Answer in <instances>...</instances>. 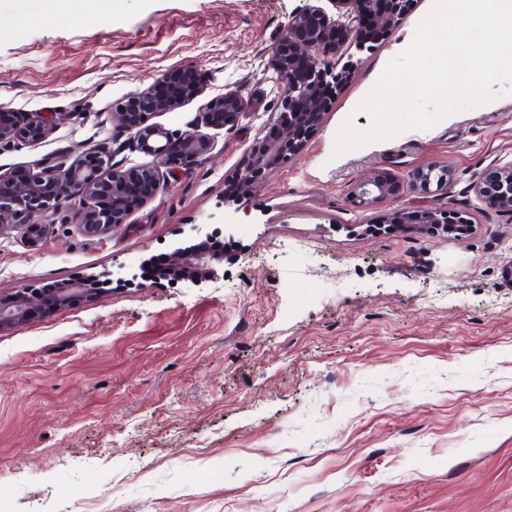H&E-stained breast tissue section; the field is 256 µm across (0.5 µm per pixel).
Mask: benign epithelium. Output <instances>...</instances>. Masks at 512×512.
<instances>
[{"label": "benign epithelium", "instance_id": "7a95c632", "mask_svg": "<svg viewBox=\"0 0 512 512\" xmlns=\"http://www.w3.org/2000/svg\"><path fill=\"white\" fill-rule=\"evenodd\" d=\"M337 7L329 14L319 6L290 17L281 45L267 62V70L280 92L273 100L274 114L295 116L278 139L259 129L242 173L258 177L277 163L296 155L305 139L299 125L313 123L327 112L324 90L341 87L349 71L338 68L336 59L351 48H362L371 42L365 21L372 18L380 31L379 40L387 39L407 13L409 0H331ZM202 94V84L190 67L172 70L158 78L146 90L131 92L120 104L114 117L129 133L127 142L115 149L104 146L78 156L65 164L54 158L43 160L38 174L22 180L0 176V228L16 226L23 230L32 250L40 249L46 238L48 216L56 206L66 203L73 210L82 232L96 236L126 222L132 209H118L114 203L123 201L131 191L146 185L148 191L135 202L140 207L176 180L177 172L186 169L197 157L208 153L211 139L195 130L172 131L149 122L154 112H172L188 100ZM251 100L229 89L205 101L199 112L200 125L214 129H231L250 112ZM57 113L40 112L22 123L17 114L0 111V146L46 138L56 124ZM138 151L154 158V164L143 166L125 160L114 161L124 150ZM413 180L427 192L435 186L451 189L450 171L428 164L415 173ZM398 183L385 173L358 183L352 190L359 206L377 203L396 192ZM479 200L491 210L512 213V162L476 180ZM220 262L204 247L178 248L170 258L177 273L203 277L215 271ZM102 281L85 280L26 289L0 301V330L21 327L35 312H43L52 304L66 307L73 300L87 298L98 292Z\"/></svg>", "mask_w": 512, "mask_h": 512}]
</instances>
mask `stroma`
Here are the masks:
<instances>
[{"mask_svg": "<svg viewBox=\"0 0 512 512\" xmlns=\"http://www.w3.org/2000/svg\"><path fill=\"white\" fill-rule=\"evenodd\" d=\"M315 2L98 0L23 27L0 13V107L61 115L47 138L0 148L2 175L127 140L113 110L170 70L193 67L205 97L253 103L106 234L82 233L64 205L41 249L0 230V295L111 279L0 332L13 512H512V215L472 189L512 161V95L334 156L347 117L369 125L356 105L433 3L412 0L388 40L355 54L300 152L238 186L277 93L262 63ZM430 162L448 166L450 192L412 182ZM379 172L398 190L351 202ZM422 209L471 228L385 224ZM209 236L224 243L214 276L149 274L157 255Z\"/></svg>", "mask_w": 512, "mask_h": 512, "instance_id": "35a3bbf8", "label": "stroma"}]
</instances>
